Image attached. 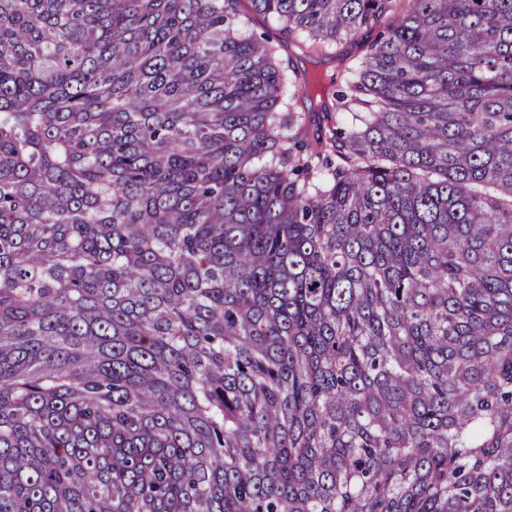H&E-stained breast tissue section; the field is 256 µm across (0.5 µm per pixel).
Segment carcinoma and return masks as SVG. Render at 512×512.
<instances>
[{
	"label": "carcinoma",
	"instance_id": "carcinoma-1",
	"mask_svg": "<svg viewBox=\"0 0 512 512\" xmlns=\"http://www.w3.org/2000/svg\"><path fill=\"white\" fill-rule=\"evenodd\" d=\"M0 512H512V0H0Z\"/></svg>",
	"mask_w": 512,
	"mask_h": 512
}]
</instances>
